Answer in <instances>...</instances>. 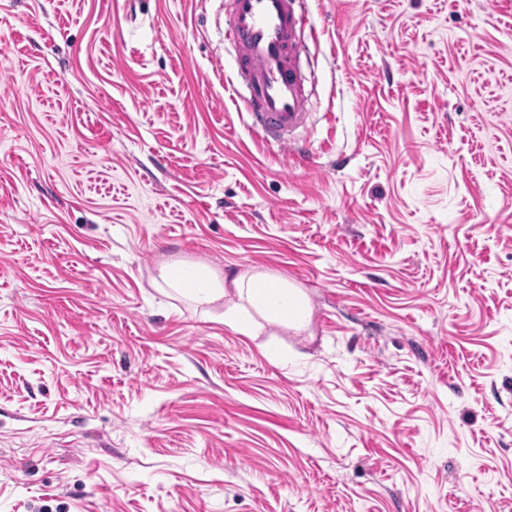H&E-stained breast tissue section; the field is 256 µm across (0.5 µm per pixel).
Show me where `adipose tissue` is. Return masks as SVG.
Here are the masks:
<instances>
[{"label": "adipose tissue", "instance_id": "adipose-tissue-1", "mask_svg": "<svg viewBox=\"0 0 512 512\" xmlns=\"http://www.w3.org/2000/svg\"><path fill=\"white\" fill-rule=\"evenodd\" d=\"M160 281L169 288L204 305L222 298L231 303L224 312V322L239 331H247L239 309L250 303L271 324H289L302 327L310 317L306 295L287 280L265 273H239L223 278L214 270L198 265L189 270L162 267Z\"/></svg>", "mask_w": 512, "mask_h": 512}]
</instances>
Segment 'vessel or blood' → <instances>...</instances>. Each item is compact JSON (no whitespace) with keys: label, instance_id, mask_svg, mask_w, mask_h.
<instances>
[{"label":"vessel or blood","instance_id":"obj_1","mask_svg":"<svg viewBox=\"0 0 512 512\" xmlns=\"http://www.w3.org/2000/svg\"><path fill=\"white\" fill-rule=\"evenodd\" d=\"M296 0H225V34L237 50L240 95L250 128L271 146L305 157L294 140L306 122L303 84L295 73L302 18Z\"/></svg>","mask_w":512,"mask_h":512}]
</instances>
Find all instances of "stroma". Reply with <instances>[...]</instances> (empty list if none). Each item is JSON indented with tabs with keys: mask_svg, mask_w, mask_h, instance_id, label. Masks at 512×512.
<instances>
[{
	"mask_svg": "<svg viewBox=\"0 0 512 512\" xmlns=\"http://www.w3.org/2000/svg\"><path fill=\"white\" fill-rule=\"evenodd\" d=\"M297 8L306 163L224 0H0V512H512V0ZM160 281L190 297L199 305L210 304L222 297L230 298L226 288L228 276L224 278L208 266L198 265L191 270L182 267L164 266L160 269ZM233 299L224 311V322L246 333L249 330L239 315L240 302L246 300L270 324H289L302 327L310 317L306 295L287 280L265 273H238L231 277Z\"/></svg>",
	"mask_w": 512,
	"mask_h": 512,
	"instance_id": "1",
	"label": "stroma"
}]
</instances>
